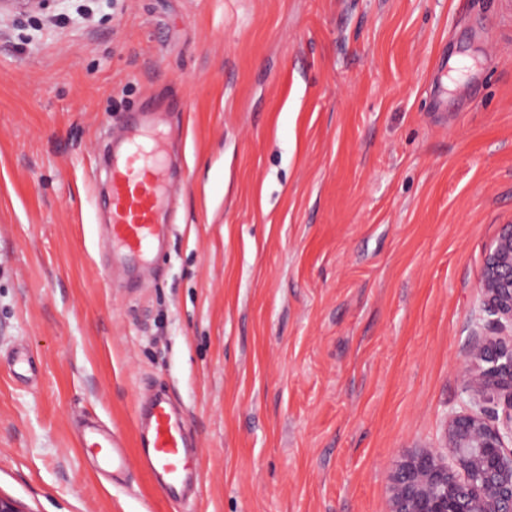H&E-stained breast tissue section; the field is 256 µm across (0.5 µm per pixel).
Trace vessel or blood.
<instances>
[{"mask_svg":"<svg viewBox=\"0 0 512 512\" xmlns=\"http://www.w3.org/2000/svg\"><path fill=\"white\" fill-rule=\"evenodd\" d=\"M147 111L131 119L132 136L123 153L114 155L107 172L109 219L104 226L111 252L126 262L147 259L165 235L163 211L172 204L164 174L160 142L146 130ZM185 422L169 399L155 397L138 414L137 461L152 482L172 501H180L197 479L190 462L197 455L188 444ZM80 445L107 467L119 470L128 463L124 443L116 433L88 426Z\"/></svg>","mask_w":512,"mask_h":512,"instance_id":"1","label":"vessel or blood"}]
</instances>
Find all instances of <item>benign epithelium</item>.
Returning a JSON list of instances; mask_svg holds the SVG:
<instances>
[{"instance_id": "1", "label": "benign epithelium", "mask_w": 512, "mask_h": 512, "mask_svg": "<svg viewBox=\"0 0 512 512\" xmlns=\"http://www.w3.org/2000/svg\"><path fill=\"white\" fill-rule=\"evenodd\" d=\"M46 0H0V14ZM478 320L457 377L467 404L448 417L444 449L407 455L390 476L388 512H512V224L486 250ZM503 401V415L489 407Z\"/></svg>"}]
</instances>
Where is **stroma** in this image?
<instances>
[{"label": "stroma", "instance_id": "35a3bbf8", "mask_svg": "<svg viewBox=\"0 0 512 512\" xmlns=\"http://www.w3.org/2000/svg\"><path fill=\"white\" fill-rule=\"evenodd\" d=\"M182 128L161 254L99 244L101 152ZM512 224V0H49L0 21V495L22 512H387L467 395ZM35 371L16 373L17 353ZM167 392L198 448L137 463ZM123 439L102 470L86 422ZM184 428L183 418L165 396L155 397L139 411L137 461L152 482L175 502L198 477L190 465L197 449L188 444Z\"/></svg>", "mask_w": 512, "mask_h": 512}]
</instances>
